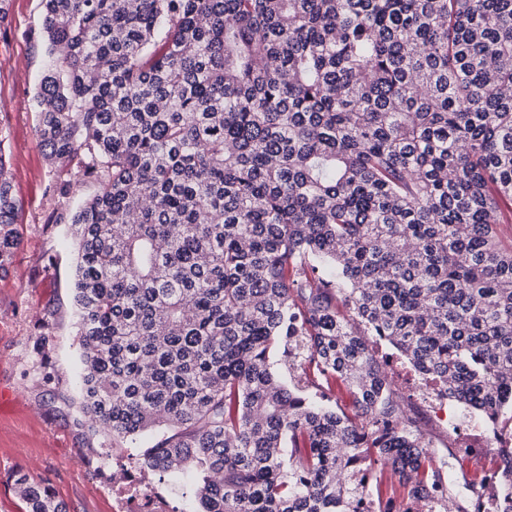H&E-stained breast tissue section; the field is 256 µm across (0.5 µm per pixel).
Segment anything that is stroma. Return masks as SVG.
<instances>
[{
	"mask_svg": "<svg viewBox=\"0 0 512 512\" xmlns=\"http://www.w3.org/2000/svg\"><path fill=\"white\" fill-rule=\"evenodd\" d=\"M42 21L40 0H12L8 22L0 27V155L20 205V240L7 270H0V372L29 410L0 422V512H24L13 480L18 472L49 485L67 512H114L119 503L126 512H139L140 500L118 497L132 484L149 489L170 512H181L182 486L139 465L158 432L116 448L79 408L73 253L67 226L52 217L69 212L94 188L77 182L68 195L59 194L56 167L37 137L35 94L45 64ZM366 344L405 414L453 473L448 512L469 507L473 489L482 488L501 462L498 449L486 445L487 421L454 403L447 424H439L409 365L386 342L370 336Z\"/></svg>",
	"mask_w": 512,
	"mask_h": 512,
	"instance_id": "1",
	"label": "stroma"
}]
</instances>
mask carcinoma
Masks as SVG:
<instances>
[{
    "label": "carcinoma",
    "mask_w": 512,
    "mask_h": 512,
    "mask_svg": "<svg viewBox=\"0 0 512 512\" xmlns=\"http://www.w3.org/2000/svg\"><path fill=\"white\" fill-rule=\"evenodd\" d=\"M42 2L36 132L60 194L97 186L57 219L82 411L114 445L171 429L140 466L189 512H410L368 473L448 499L364 337L512 409V0ZM17 220L0 158V270ZM497 476L512 512V445Z\"/></svg>",
    "instance_id": "obj_1"
}]
</instances>
